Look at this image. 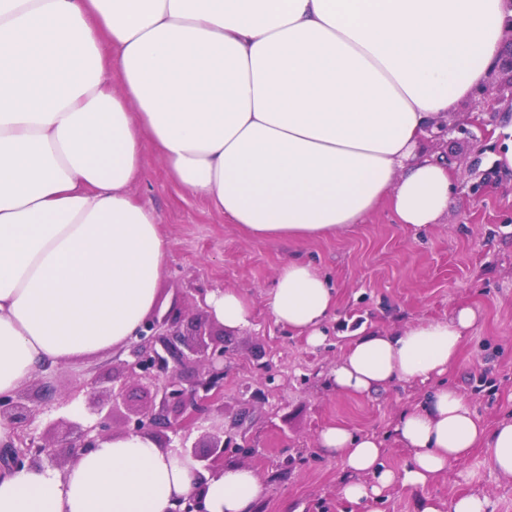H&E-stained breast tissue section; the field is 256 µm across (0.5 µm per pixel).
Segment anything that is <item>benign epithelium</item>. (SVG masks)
Masks as SVG:
<instances>
[{"instance_id": "obj_1", "label": "benign epithelium", "mask_w": 512, "mask_h": 512, "mask_svg": "<svg viewBox=\"0 0 512 512\" xmlns=\"http://www.w3.org/2000/svg\"><path fill=\"white\" fill-rule=\"evenodd\" d=\"M212 314L195 319L191 327L185 326V315L172 309L163 315L157 313L146 318L128 342V356L121 361L124 379L153 389L155 402L128 421L126 434L144 435L153 441L165 431L173 434L166 438L162 448L169 447L172 438L179 441V454L193 464L196 487L180 498L172 512H206L204 492L207 479L224 474V428L218 427L208 435L207 450L203 453L196 445H188L194 428L203 420L211 407L223 400L224 395V341L206 342L215 335ZM202 365L197 375H189L191 365ZM123 397V386L110 390V407L98 406L97 422L82 426L71 424L75 436L53 442L45 434L29 427L27 410L11 396H0V419H7L13 427L16 443L8 452L13 468L36 466L48 460L56 463L54 449H68L74 458L112 439L111 414Z\"/></svg>"}]
</instances>
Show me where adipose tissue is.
Segmentation results:
<instances>
[{
	"label": "adipose tissue",
	"instance_id": "1",
	"mask_svg": "<svg viewBox=\"0 0 512 512\" xmlns=\"http://www.w3.org/2000/svg\"><path fill=\"white\" fill-rule=\"evenodd\" d=\"M505 0H0V395L37 367L125 347L155 300L167 243L130 188L153 147L176 183L257 237H337L389 204L422 231L448 211L446 157L427 153L501 50ZM225 328L250 323L239 291L208 298ZM336 292L310 263L283 265L268 306L321 345ZM478 319L469 306L391 333L357 330L328 373L349 397L428 385L392 435L345 425L319 446L349 502L425 488L472 451L512 478V418L489 429L445 377ZM189 461L119 436L64 472H0V512H173ZM254 471L209 480L207 512H253Z\"/></svg>",
	"mask_w": 512,
	"mask_h": 512
}]
</instances>
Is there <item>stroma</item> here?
<instances>
[{"label": "stroma", "mask_w": 512, "mask_h": 512, "mask_svg": "<svg viewBox=\"0 0 512 512\" xmlns=\"http://www.w3.org/2000/svg\"><path fill=\"white\" fill-rule=\"evenodd\" d=\"M448 122L454 132L427 147L451 156L455 190L442 222L418 234L382 206L338 237L257 238L180 188L153 151L144 153V177L132 193L156 210L168 242L154 310L180 308L192 318L201 295L226 288L250 302V325L223 336L224 401L192 438L223 426L233 442L225 464L251 468L262 485L256 512H365L341 496L342 466L320 449L319 433L337 423L386 434L427 388L401 383L358 398L336 393L327 375L356 330L388 332L448 317L463 305L475 308L479 318L448 381L486 427L512 417V169L498 160L503 132L512 127V48L503 47L495 70ZM294 256L336 290L319 347L276 323L267 303L278 270ZM121 360L116 353L39 368L15 398L36 410L38 432L60 436L68 424L95 421ZM488 456L476 449L419 494L392 487L378 508L416 512L421 494L446 501L477 493L489 497L494 512H512V478L492 470Z\"/></svg>", "instance_id": "stroma-1"}]
</instances>
